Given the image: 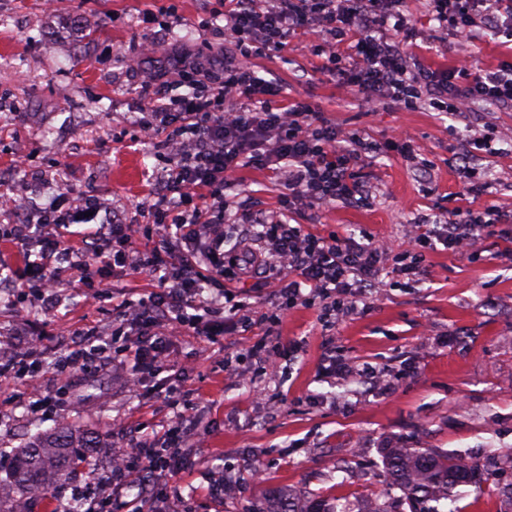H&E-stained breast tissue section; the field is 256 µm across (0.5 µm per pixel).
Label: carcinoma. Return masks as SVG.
<instances>
[{
	"label": "carcinoma",
	"instance_id": "carcinoma-1",
	"mask_svg": "<svg viewBox=\"0 0 512 512\" xmlns=\"http://www.w3.org/2000/svg\"><path fill=\"white\" fill-rule=\"evenodd\" d=\"M112 447V438L92 435L69 427L38 433L19 448L12 449L5 477H0V512H32L33 503L61 489L79 470L78 462L92 458ZM390 484L403 497L422 505L419 512H439L434 507L452 497L463 482H477L482 472L478 461H466L446 452L425 448L386 446L380 449ZM258 512H353L327 499H299L279 491L265 497Z\"/></svg>",
	"mask_w": 512,
	"mask_h": 512
}]
</instances>
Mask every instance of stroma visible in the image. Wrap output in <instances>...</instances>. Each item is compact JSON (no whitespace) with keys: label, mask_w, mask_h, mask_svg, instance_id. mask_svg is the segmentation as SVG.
Instances as JSON below:
<instances>
[{"label":"stroma","mask_w":512,"mask_h":512,"mask_svg":"<svg viewBox=\"0 0 512 512\" xmlns=\"http://www.w3.org/2000/svg\"><path fill=\"white\" fill-rule=\"evenodd\" d=\"M219 0H0V183L34 205L63 195L65 204L99 202L133 224L136 244L150 237L152 218L140 208L179 157L166 133L139 130L140 87L168 65L148 53L155 36L145 13L175 7L180 23L169 36L178 54L197 58L212 32L200 21ZM418 35L407 51L435 69L471 58L487 69L512 57V45L485 35L459 40L428 18L425 0H408ZM315 33L295 35L285 47L254 58L262 76L276 78L287 98L309 101L324 117L367 141L408 134L419 163L397 156L365 159L359 172L374 188L368 205L301 208L292 221L331 235H371L404 241L420 216L466 207L456 156L465 139L490 125L499 150L475 154L488 186L484 201L512 212V110L488 108L449 114L425 106L403 109L367 101L357 88L319 67L305 46ZM67 86L69 97L59 100ZM281 177L252 166L236 171L231 194L278 211ZM512 224L490 227L475 257L433 244L428 273L408 278L383 269L367 309L335 327L324 326L320 302L285 310L275 346L282 363L266 374L254 345L260 327L222 321L221 335L182 336L170 356L183 367V395L200 444L179 475L159 477L148 512H251L264 495L291 489L356 508L391 504L378 453L386 443L447 451L485 463L480 487L463 486L455 512H501L512 488ZM105 286L88 301L84 280ZM150 290L147 279L119 266L87 259L59 276L62 303L47 313L30 288L0 297V328L27 353L28 376L0 380V448L22 446L36 433L67 424L111 434L113 443L155 434L170 424L173 407L146 378L131 390L126 371L103 365L58 388L46 365L78 330L108 334L124 299ZM341 356L358 369L384 373L393 390L365 389L357 377L332 375ZM43 395L34 406L31 391Z\"/></svg>","instance_id":"35a3bbf8"}]
</instances>
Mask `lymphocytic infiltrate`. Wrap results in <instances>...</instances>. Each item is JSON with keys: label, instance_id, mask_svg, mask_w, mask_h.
Instances as JSON below:
<instances>
[{"label": "lymphocytic infiltrate", "instance_id": "lymphocytic-infiltrate-1", "mask_svg": "<svg viewBox=\"0 0 512 512\" xmlns=\"http://www.w3.org/2000/svg\"><path fill=\"white\" fill-rule=\"evenodd\" d=\"M223 15H210L206 29L223 36V58L206 62L176 60L177 82L186 92L164 100L159 83L141 87L147 114L144 128L167 132V144L180 155L154 200L144 207L153 219L156 239L145 249L133 245L134 228L113 216L104 230L76 234L79 212L60 213L56 201L41 207L33 224L11 225L5 239L31 261L29 287L45 310L59 303V274L83 266L87 256L103 265L125 264L153 285L148 296L123 304L125 322L140 340L125 348L124 367L133 386L146 374L174 369L168 347L177 337L196 336L223 314L220 296L208 286L218 279L254 273L263 278L288 275L285 286L271 289L272 314L262 324L278 326L281 310L316 297L327 319L354 314L366 304L385 261L395 273L419 277L428 271L424 250L432 241L446 248H473L488 228L511 224L512 214L482 204L486 181L478 168L462 163L463 193L470 203L447 223L422 217L398 253L366 236L323 237L293 224L297 207L341 203L367 204L372 185L358 171L372 144L344 132L303 99L282 101L283 87L261 77L250 57L280 49L287 38L313 32L309 52L323 70L357 87L371 99H388L407 109L428 105L450 112L484 106L512 109V63L475 71L464 64L448 70L423 66L405 49L417 34L406 0H225ZM440 31L468 39L488 31L512 42V0H427ZM273 170L287 189L281 210L270 216L241 202L230 206L225 191L241 167ZM232 220L246 236L266 243L269 257L257 253L224 256V222ZM109 356L96 332L75 333L52 364L57 382L90 370ZM176 408L167 428L148 439L126 444L123 463L99 478L92 491L76 489L70 499L53 496L54 512H73L74 503L96 495L111 503L113 493L155 477L176 474L192 450L188 419L180 409V388L170 385Z\"/></svg>", "mask_w": 512, "mask_h": 512}]
</instances>
